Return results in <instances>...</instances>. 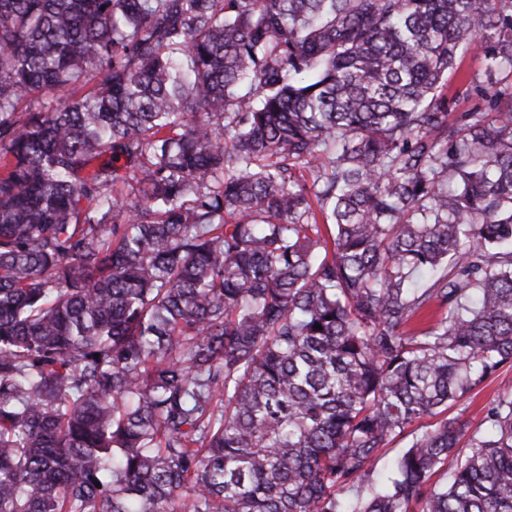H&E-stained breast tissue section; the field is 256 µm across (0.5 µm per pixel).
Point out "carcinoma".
<instances>
[{
  "label": "carcinoma",
  "instance_id": "obj_1",
  "mask_svg": "<svg viewBox=\"0 0 512 512\" xmlns=\"http://www.w3.org/2000/svg\"><path fill=\"white\" fill-rule=\"evenodd\" d=\"M507 363L512 0H0V512H512ZM505 390H512V367L510 368L508 365H505L494 378L489 379L468 394L458 405L448 408L445 415L448 417L459 416L461 420L468 423L471 430L478 428L483 408Z\"/></svg>",
  "mask_w": 512,
  "mask_h": 512
}]
</instances>
